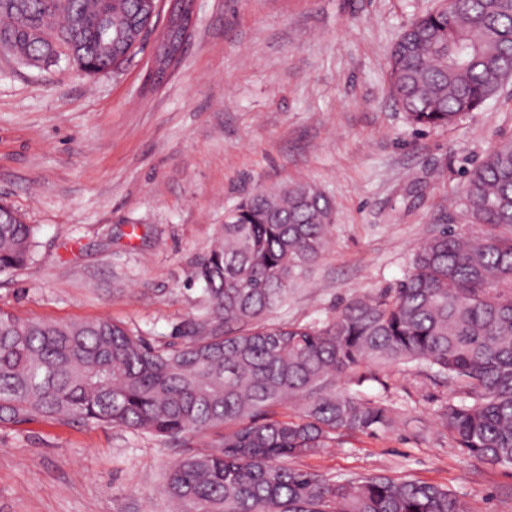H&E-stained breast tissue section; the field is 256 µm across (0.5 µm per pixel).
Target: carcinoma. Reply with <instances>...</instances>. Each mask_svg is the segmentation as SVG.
Instances as JSON below:
<instances>
[{
  "instance_id": "1",
  "label": "carcinoma",
  "mask_w": 512,
  "mask_h": 512,
  "mask_svg": "<svg viewBox=\"0 0 512 512\" xmlns=\"http://www.w3.org/2000/svg\"><path fill=\"white\" fill-rule=\"evenodd\" d=\"M0 0V51L46 52L86 75L121 69L146 27L144 0ZM168 31L169 65L189 37L188 3ZM388 90L411 124L450 127L512 79V0H439L390 52ZM448 224L395 287L343 303L324 322L268 313L324 251L332 207L313 183L260 188L224 215L197 260L199 314L159 342L107 318L58 323L0 310V423L67 418L186 448L164 477L174 512H463L448 487L387 476L326 478L289 459L343 433L393 426L391 408L339 385L403 365L433 371L454 447L512 467V140L492 146L449 199ZM36 228L0 204V274L31 259ZM215 434L199 451L195 440Z\"/></svg>"
}]
</instances>
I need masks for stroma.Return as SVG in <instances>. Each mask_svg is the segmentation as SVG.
Masks as SVG:
<instances>
[{
	"label": "stroma",
	"instance_id": "obj_1",
	"mask_svg": "<svg viewBox=\"0 0 512 512\" xmlns=\"http://www.w3.org/2000/svg\"><path fill=\"white\" fill-rule=\"evenodd\" d=\"M436 0H196L178 67L148 88L154 34L121 70L88 77L0 54V201L37 228L32 259L0 275V309L33 320L122 321L171 340L224 214L304 178L330 199L329 244L276 321L319 322L395 286L449 223L448 198L512 138V82L448 128L420 130L386 88L389 50ZM394 429L294 459L329 477L448 486L467 512H512V467L463 456L439 429L449 389L402 367L362 385ZM182 448L71 420L0 424V512H168Z\"/></svg>",
	"mask_w": 512,
	"mask_h": 512
}]
</instances>
